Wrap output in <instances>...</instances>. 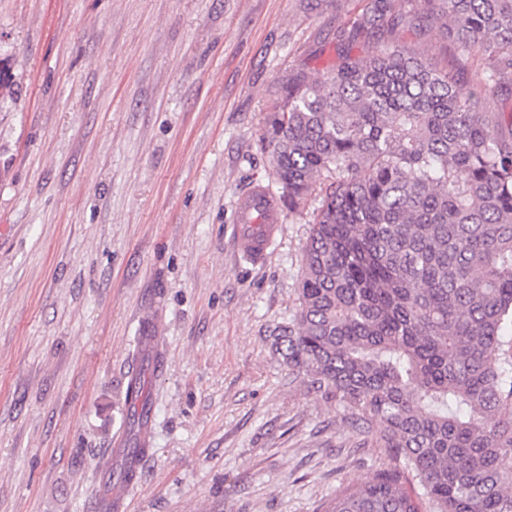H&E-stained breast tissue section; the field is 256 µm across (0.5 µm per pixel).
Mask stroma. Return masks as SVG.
<instances>
[{"instance_id":"35a3bbf8","label":"stroma","mask_w":512,"mask_h":512,"mask_svg":"<svg viewBox=\"0 0 512 512\" xmlns=\"http://www.w3.org/2000/svg\"><path fill=\"white\" fill-rule=\"evenodd\" d=\"M358 0H0V512H94L145 318L152 445L127 512H318L387 457L377 423L281 364L309 216L238 259L234 206L278 186L282 83L370 55Z\"/></svg>"}]
</instances>
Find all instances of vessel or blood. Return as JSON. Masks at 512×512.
Wrapping results in <instances>:
<instances>
[{"instance_id": "b4317fda", "label": "vessel or blood", "mask_w": 512, "mask_h": 512, "mask_svg": "<svg viewBox=\"0 0 512 512\" xmlns=\"http://www.w3.org/2000/svg\"><path fill=\"white\" fill-rule=\"evenodd\" d=\"M281 226V211L277 199L263 186L256 185L242 194L235 207L234 242L240 257L251 263L263 262L273 245ZM144 357L142 362L133 365L129 372V382L134 387L145 383V371L153 364L162 338L158 332L140 336ZM136 414L143 422L139 445L150 446L154 408L146 404L144 398L133 401Z\"/></svg>"}]
</instances>
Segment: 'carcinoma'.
Instances as JSON below:
<instances>
[{"mask_svg": "<svg viewBox=\"0 0 512 512\" xmlns=\"http://www.w3.org/2000/svg\"><path fill=\"white\" fill-rule=\"evenodd\" d=\"M394 0L340 34L366 58L282 84L260 138L279 200L315 202L276 351L382 426L392 462L321 512H512V0H416L482 59L481 91L388 39Z\"/></svg>", "mask_w": 512, "mask_h": 512, "instance_id": "cac0c4a2", "label": "carcinoma"}]
</instances>
